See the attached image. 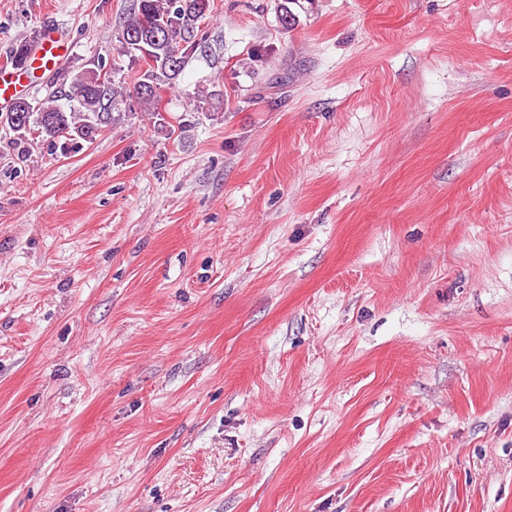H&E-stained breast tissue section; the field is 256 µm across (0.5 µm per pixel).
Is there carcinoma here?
Returning a JSON list of instances; mask_svg holds the SVG:
<instances>
[{
    "label": "carcinoma",
    "instance_id": "carcinoma-1",
    "mask_svg": "<svg viewBox=\"0 0 512 512\" xmlns=\"http://www.w3.org/2000/svg\"><path fill=\"white\" fill-rule=\"evenodd\" d=\"M211 9L210 0H133V8L119 35L123 52L141 60L146 69L138 81L142 102L158 104L159 91L170 86L198 46L195 40L199 22ZM99 71L87 69L66 77L64 92L74 103L65 111L54 100L33 103L18 101L8 112L0 113V127H6L19 141L35 131L42 141L62 150L84 141L93 131H102L109 111L124 104L122 87L115 79L97 82Z\"/></svg>",
    "mask_w": 512,
    "mask_h": 512
}]
</instances>
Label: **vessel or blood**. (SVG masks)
Returning <instances> with one entry per match:
<instances>
[{
	"instance_id": "b4317fda",
	"label": "vessel or blood",
	"mask_w": 512,
	"mask_h": 512,
	"mask_svg": "<svg viewBox=\"0 0 512 512\" xmlns=\"http://www.w3.org/2000/svg\"><path fill=\"white\" fill-rule=\"evenodd\" d=\"M70 37L63 29L48 25L40 30L25 66H0V112L30 92L31 85L46 72L59 68L70 52Z\"/></svg>"
}]
</instances>
